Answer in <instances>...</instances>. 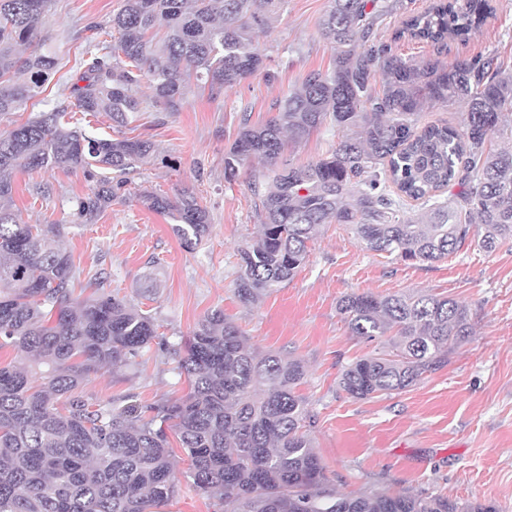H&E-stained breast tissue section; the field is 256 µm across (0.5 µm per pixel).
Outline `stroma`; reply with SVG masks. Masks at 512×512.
<instances>
[{
    "label": "stroma",
    "instance_id": "stroma-1",
    "mask_svg": "<svg viewBox=\"0 0 512 512\" xmlns=\"http://www.w3.org/2000/svg\"><path fill=\"white\" fill-rule=\"evenodd\" d=\"M432 0H381L386 11L375 26L378 40L395 54L443 63L476 55L495 57L512 72V0H493L495 12L469 41L433 46L395 39L409 15ZM123 0H53L46 19L50 47L75 64L89 42L79 34L107 23ZM329 0H286L262 41L274 82L246 79L210 99L189 85L182 111L167 114L140 86L143 110L137 136L154 152L134 175L123 201L94 224L79 223L75 202L89 191L82 172L57 168L17 173L10 207L27 224H60L58 243L80 275L76 293L97 286L151 315L170 343L192 334L207 313L220 309L249 336L259 352L300 360L306 377L310 430L326 475L343 494L363 491L444 495L512 512V241L490 253L461 250L434 263L408 264L367 250L345 226L326 224L293 280L242 304L235 294L238 249L255 238L249 168L224 180V150L235 138L242 105L259 123L272 104L299 87L313 69H330L336 48L320 34ZM193 191L206 206L210 230L185 250L170 218L139 200L148 189L169 197ZM157 289L144 292L145 276ZM379 295L427 292L453 298L470 310L473 334L447 366L389 396L355 399L339 385L344 366L378 350V342L351 336L338 309L353 292ZM189 391L176 359L158 350L137 366L102 370L83 388L90 402L134 394L137 401L180 398Z\"/></svg>",
    "mask_w": 512,
    "mask_h": 512
}]
</instances>
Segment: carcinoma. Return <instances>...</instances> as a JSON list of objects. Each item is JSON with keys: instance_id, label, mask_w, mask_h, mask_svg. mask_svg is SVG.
Wrapping results in <instances>:
<instances>
[{"instance_id": "1", "label": "carcinoma", "mask_w": 512, "mask_h": 512, "mask_svg": "<svg viewBox=\"0 0 512 512\" xmlns=\"http://www.w3.org/2000/svg\"><path fill=\"white\" fill-rule=\"evenodd\" d=\"M283 2L124 0L109 25L90 26L107 39L79 60L68 93L0 130V349L16 352L0 364V512H153L182 482L170 431L190 458L184 482L224 512H493L441 495L338 493L307 429L300 361L258 352L222 310L178 347L102 288L74 296L71 255L52 245L61 226L22 224L5 206L17 172L68 167L91 185L76 215L96 223L124 200L153 143L89 136L72 125L74 115L105 112L125 126L142 111L143 82L164 111L178 112L193 80L216 99L253 76L275 79L260 37ZM50 4L0 0V116L26 108L62 69L43 29ZM382 12L378 0H330L320 31L336 45L332 68L308 72L263 123L251 124L242 110L224 179L261 163L249 182L261 231L238 250L235 290L246 305L296 275L324 224H342L367 249L414 263L472 245L490 253L512 240V150L492 148L512 113V73L490 56L447 65L404 59L374 36ZM492 12L490 0H434L395 39L464 40ZM451 101L467 106L459 126L419 124L425 107ZM327 123L352 135L316 161H281L288 145ZM408 199L419 202L412 216ZM140 201L174 221L185 249L208 234V210L189 191L174 200L144 191ZM339 310L352 335L385 338L383 350L341 371L342 389L356 399L415 385L471 336L469 310L433 294L352 293ZM153 344L178 359L187 395L146 404L130 396L93 404L80 395L91 375L133 366Z\"/></svg>"}]
</instances>
